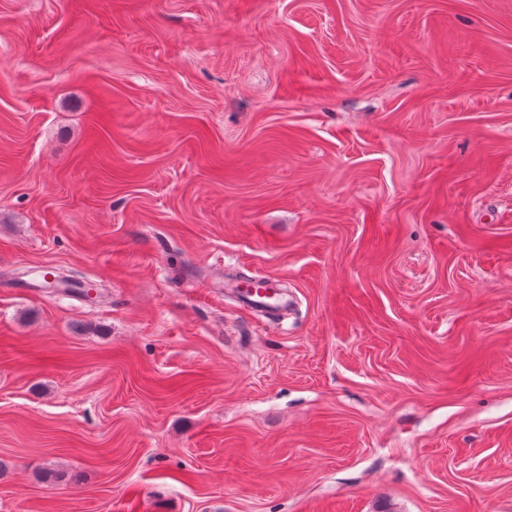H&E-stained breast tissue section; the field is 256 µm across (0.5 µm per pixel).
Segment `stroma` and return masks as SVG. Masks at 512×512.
I'll use <instances>...</instances> for the list:
<instances>
[{"label":"stroma","instance_id":"35a3bbf8","mask_svg":"<svg viewBox=\"0 0 512 512\" xmlns=\"http://www.w3.org/2000/svg\"><path fill=\"white\" fill-rule=\"evenodd\" d=\"M0 461V512H512V0H0ZM237 296L243 305L259 312H264L267 309L289 307L291 304L290 297L287 298L286 295L270 286L238 288Z\"/></svg>","mask_w":512,"mask_h":512}]
</instances>
